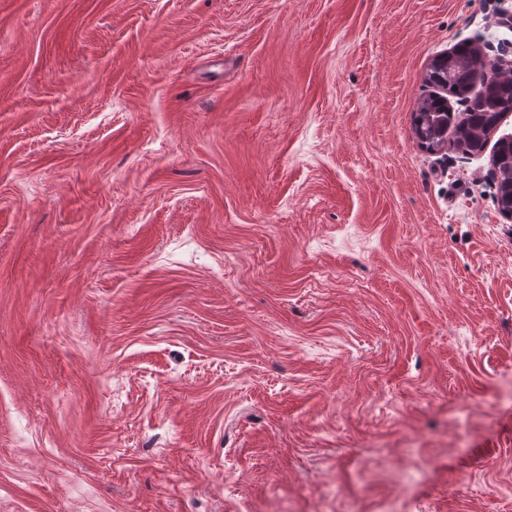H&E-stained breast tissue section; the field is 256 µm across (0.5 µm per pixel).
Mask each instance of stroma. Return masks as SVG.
<instances>
[{
	"mask_svg": "<svg viewBox=\"0 0 512 512\" xmlns=\"http://www.w3.org/2000/svg\"><path fill=\"white\" fill-rule=\"evenodd\" d=\"M500 8L0 0V512H512ZM475 77L474 74L467 72V75L448 79V96L459 97L469 102L466 109V112H470L468 118H472L473 112H512V76H496L488 81L483 79L481 90L470 96V88ZM490 102L494 103L493 109L486 108Z\"/></svg>",
	"mask_w": 512,
	"mask_h": 512,
	"instance_id": "1",
	"label": "stroma"
}]
</instances>
